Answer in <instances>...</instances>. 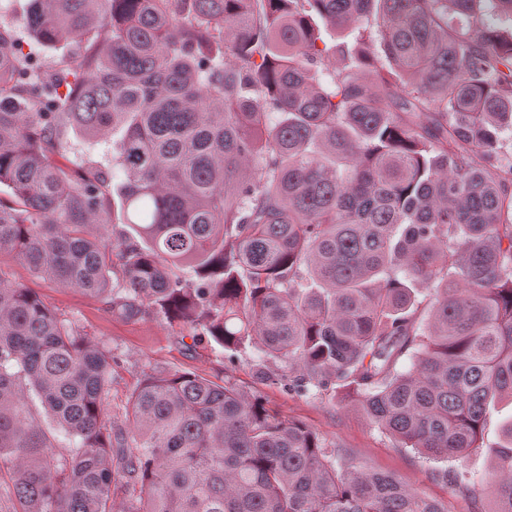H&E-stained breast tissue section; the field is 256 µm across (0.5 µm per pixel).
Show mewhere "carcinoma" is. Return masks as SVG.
<instances>
[{
  "mask_svg": "<svg viewBox=\"0 0 512 512\" xmlns=\"http://www.w3.org/2000/svg\"><path fill=\"white\" fill-rule=\"evenodd\" d=\"M28 4L36 47L75 52L46 79L0 27V254L123 320L254 349L262 381L336 384L400 450L484 448L512 399V0ZM117 128L112 166L67 158L70 131ZM111 383L110 350L0 280L12 512H447L228 379L150 372L124 430ZM487 452L479 482L434 477L512 512V422Z\"/></svg>",
  "mask_w": 512,
  "mask_h": 512,
  "instance_id": "1",
  "label": "carcinoma"
}]
</instances>
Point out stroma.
Returning a JSON list of instances; mask_svg holds the SVG:
<instances>
[{"label":"stroma","mask_w":512,"mask_h":512,"mask_svg":"<svg viewBox=\"0 0 512 512\" xmlns=\"http://www.w3.org/2000/svg\"><path fill=\"white\" fill-rule=\"evenodd\" d=\"M0 280L35 289L61 318L73 322L87 339L111 349L114 362L106 411L117 428L125 427L128 397L146 372L191 371L214 381L229 375L238 385L262 394L269 407L281 416L302 421L370 468L394 476L426 498L443 504L448 512H466L465 501L448 485L436 480L434 473L446 468L486 472L490 465L486 449L497 442L501 422L512 417V404L493 413L485 429L483 450L463 457L427 458L394 448L391 440L369 423L359 406L341 403L334 392L305 397L286 386L256 380L253 371L256 352H246L235 363H227L223 349L217 345L204 342L189 345L178 326L153 315L131 322L112 316L102 300L44 280L9 254L0 255Z\"/></svg>","instance_id":"1"}]
</instances>
